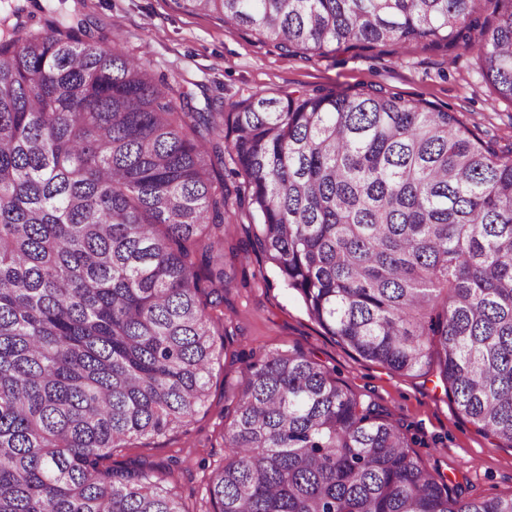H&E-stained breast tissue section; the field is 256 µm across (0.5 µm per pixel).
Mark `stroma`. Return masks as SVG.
Returning <instances> with one entry per match:
<instances>
[{
  "label": "stroma",
  "instance_id": "35a3bbf8",
  "mask_svg": "<svg viewBox=\"0 0 512 512\" xmlns=\"http://www.w3.org/2000/svg\"><path fill=\"white\" fill-rule=\"evenodd\" d=\"M85 12L92 34L119 32L123 49L150 60L157 79L194 82V94L209 96L219 107L247 92L381 87L455 113L496 150H512V102L496 95L473 56L460 47L416 44L403 51L283 55L254 35L178 9L174 0H88ZM249 223L246 208L236 206L224 226V249L239 258L224 290V326L205 406L186 428L114 449L102 468L144 466L177 492L187 512H198L212 471L224 464L225 416L247 365L295 347L375 404L461 498L512 495V448L482 435L458 414L436 377L399 375L351 354L327 335L273 266L249 247Z\"/></svg>",
  "mask_w": 512,
  "mask_h": 512
}]
</instances>
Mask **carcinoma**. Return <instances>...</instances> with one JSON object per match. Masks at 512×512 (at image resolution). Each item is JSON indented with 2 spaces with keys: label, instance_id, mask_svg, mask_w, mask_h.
<instances>
[{
  "label": "carcinoma",
  "instance_id": "carcinoma-1",
  "mask_svg": "<svg viewBox=\"0 0 512 512\" xmlns=\"http://www.w3.org/2000/svg\"><path fill=\"white\" fill-rule=\"evenodd\" d=\"M176 2L287 55L459 45L512 101V0ZM192 101L82 19L0 28V512H187L147 472L99 464L207 401L226 156L251 248L325 332L436 372L512 447V156L382 88ZM224 447L203 512H512L459 499L297 349L247 365Z\"/></svg>",
  "mask_w": 512,
  "mask_h": 512
}]
</instances>
